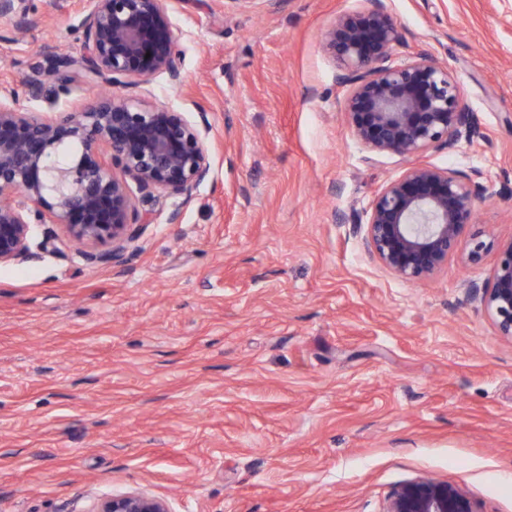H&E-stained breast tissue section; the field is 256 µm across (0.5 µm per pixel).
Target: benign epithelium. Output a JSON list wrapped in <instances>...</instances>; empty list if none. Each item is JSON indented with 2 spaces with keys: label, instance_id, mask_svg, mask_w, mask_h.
I'll list each match as a JSON object with an SVG mask.
<instances>
[{
  "label": "benign epithelium",
  "instance_id": "7a95c632",
  "mask_svg": "<svg viewBox=\"0 0 512 512\" xmlns=\"http://www.w3.org/2000/svg\"><path fill=\"white\" fill-rule=\"evenodd\" d=\"M182 0H92L82 17L80 56L48 55L50 68L23 81L66 89L102 79L127 94H99L64 113H32L0 92V265L48 250L57 231L91 264L116 265L148 223L161 195L189 200L211 173L207 112L192 119L134 89L165 75L180 83L179 35L171 13ZM337 19L325 43L346 87L350 130L371 155L417 158L483 139L447 66L414 52L396 64L400 26L385 0ZM25 0H0V18H26ZM479 200L459 170L414 162L376 194L363 224L373 258L408 282L432 277L457 251ZM512 341V241L499 246L492 280L466 289ZM88 512H172L140 492L98 499ZM386 512H474L460 489L416 480L397 489Z\"/></svg>",
  "mask_w": 512,
  "mask_h": 512
}]
</instances>
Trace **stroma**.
<instances>
[{"mask_svg":"<svg viewBox=\"0 0 512 512\" xmlns=\"http://www.w3.org/2000/svg\"><path fill=\"white\" fill-rule=\"evenodd\" d=\"M402 61L459 81L475 143L422 163L478 171L479 263L422 282L383 269L351 222L409 161L368 156L324 50L361 0H181L183 82L156 104L208 112L212 171L165 200L121 265L58 253L0 266V512H90L142 492L173 512H384L401 485L512 512V342L467 300L512 240V0H387ZM89 0L0 19V90L29 112L44 44L81 52ZM177 223H170L171 212Z\"/></svg>","mask_w":512,"mask_h":512,"instance_id":"obj_1","label":"stroma"}]
</instances>
